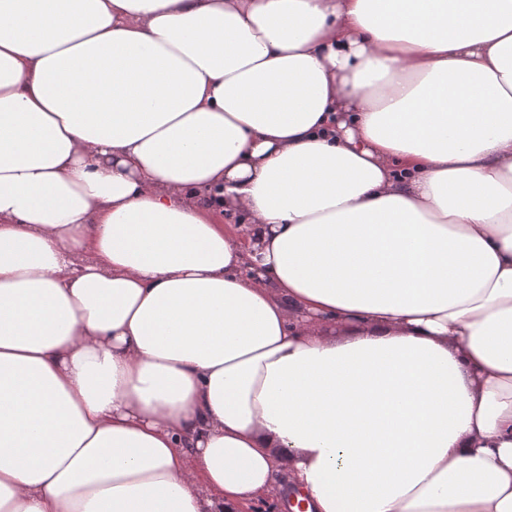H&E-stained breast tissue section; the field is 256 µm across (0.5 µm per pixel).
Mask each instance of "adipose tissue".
<instances>
[{
	"label": "adipose tissue",
	"mask_w": 512,
	"mask_h": 512,
	"mask_svg": "<svg viewBox=\"0 0 512 512\" xmlns=\"http://www.w3.org/2000/svg\"><path fill=\"white\" fill-rule=\"evenodd\" d=\"M289 486L512 512V0H0V512Z\"/></svg>",
	"instance_id": "obj_1"
}]
</instances>
